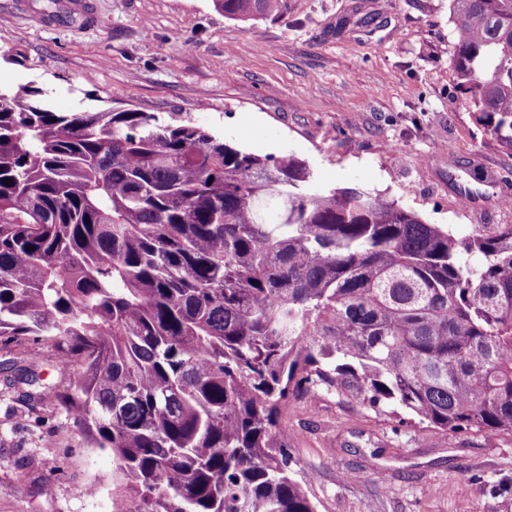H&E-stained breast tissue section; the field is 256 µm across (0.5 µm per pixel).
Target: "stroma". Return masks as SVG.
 Wrapping results in <instances>:
<instances>
[{"label":"stroma","mask_w":512,"mask_h":512,"mask_svg":"<svg viewBox=\"0 0 512 512\" xmlns=\"http://www.w3.org/2000/svg\"><path fill=\"white\" fill-rule=\"evenodd\" d=\"M452 30L450 0H286L248 22L212 0H0V89L41 88L57 112H178L304 161L312 191H365L463 238L512 224V151L456 88ZM278 421L316 512H512L511 434L427 441L321 390ZM111 492L110 454L73 417L0 398V512H112Z\"/></svg>","instance_id":"1"}]
</instances>
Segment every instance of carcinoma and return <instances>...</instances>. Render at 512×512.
Returning <instances> with one entry per match:
<instances>
[{
	"mask_svg": "<svg viewBox=\"0 0 512 512\" xmlns=\"http://www.w3.org/2000/svg\"><path fill=\"white\" fill-rule=\"evenodd\" d=\"M450 2L458 88L512 150V0ZM310 178L180 116L0 91L4 384L112 455V512H315L277 421L310 388L430 434H512V224L457 238ZM30 339L67 386L41 382Z\"/></svg>",
	"mask_w": 512,
	"mask_h": 512,
	"instance_id": "cac0c4a2",
	"label": "carcinoma"
}]
</instances>
